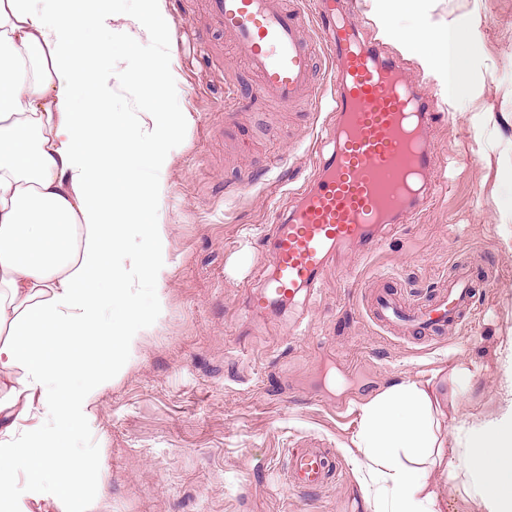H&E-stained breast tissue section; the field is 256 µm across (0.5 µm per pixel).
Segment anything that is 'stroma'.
Returning <instances> with one entry per match:
<instances>
[{"mask_svg":"<svg viewBox=\"0 0 512 512\" xmlns=\"http://www.w3.org/2000/svg\"><path fill=\"white\" fill-rule=\"evenodd\" d=\"M112 2L111 28L89 35L112 48L98 63L131 71L149 58L171 70L179 91L166 107L192 124L165 169L141 168L166 187L156 216L168 268L137 299L148 327L135 356L98 393L93 418L64 432L76 456L100 462L82 493L100 496L99 512H373L351 445L361 405L401 381L433 380L440 400L457 393L451 437L496 412L512 359V0H421L417 14L397 15L406 30L422 18L443 28L468 13L481 19L464 46L481 61L457 105L407 62L440 112L435 190L373 254L339 249L309 303L261 312L250 297L272 275L278 221L314 179L333 116L253 94L257 76L233 61L229 35L210 31L206 0H165L162 45L120 33L148 0ZM338 3L362 40L399 54L374 21L378 0ZM460 262L491 282L467 327L395 336L368 315L371 285L426 300ZM469 362L482 375L452 384V367ZM302 441L335 449L338 480L306 493L285 484L287 450ZM426 478L440 512H481L466 476Z\"/></svg>","mask_w":512,"mask_h":512,"instance_id":"1","label":"stroma"}]
</instances>
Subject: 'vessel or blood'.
<instances>
[{"label":"vessel or blood","instance_id":"obj_1","mask_svg":"<svg viewBox=\"0 0 512 512\" xmlns=\"http://www.w3.org/2000/svg\"><path fill=\"white\" fill-rule=\"evenodd\" d=\"M209 12L217 27L232 34L236 56L257 73L256 95L287 107L313 91L311 40L302 17L281 0H209ZM317 22L327 33L331 55L333 150L315 185L301 189L296 206L278 226L273 276L265 291L251 298L256 310L317 288L341 245L358 242L364 254L374 252L384 225L416 212L434 166L429 133L437 108L412 82L405 62L364 45L334 0H324ZM473 298L472 283L462 274L443 286L432 303L381 293L369 312L383 327L436 332L472 311ZM335 461L326 448L290 449L287 478L298 489L319 488L334 474Z\"/></svg>","mask_w":512,"mask_h":512}]
</instances>
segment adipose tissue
<instances>
[{
    "label": "adipose tissue",
    "mask_w": 512,
    "mask_h": 512,
    "mask_svg": "<svg viewBox=\"0 0 512 512\" xmlns=\"http://www.w3.org/2000/svg\"><path fill=\"white\" fill-rule=\"evenodd\" d=\"M110 0H0V512H27L52 479L65 503L83 483L93 459H81L56 437L25 446L17 432L32 419L77 426L91 418L98 390L111 381L104 365L128 362L142 318L135 280L161 281L163 224L142 223L140 209L160 200L164 185L138 177L141 160L166 168L183 112H147L135 125L115 120L114 85H132L164 102L174 93L169 70L144 61L133 72L99 67L87 32L110 27ZM379 15L382 32L401 43L444 88L449 99L469 91L472 59L457 53L474 15L446 28L421 22L410 31ZM151 248L131 249L132 232ZM122 253L124 265L113 263ZM120 303L112 324L99 320L105 297ZM102 365L75 358L88 351ZM352 440L362 453L365 489L390 487L374 512H436L438 495L427 469L456 478L466 469L482 512H512V376L493 418L465 430L463 445L444 449L440 401L417 381H405L361 407ZM23 471L24 488L11 479Z\"/></svg>",
    "instance_id": "obj_1"
}]
</instances>
